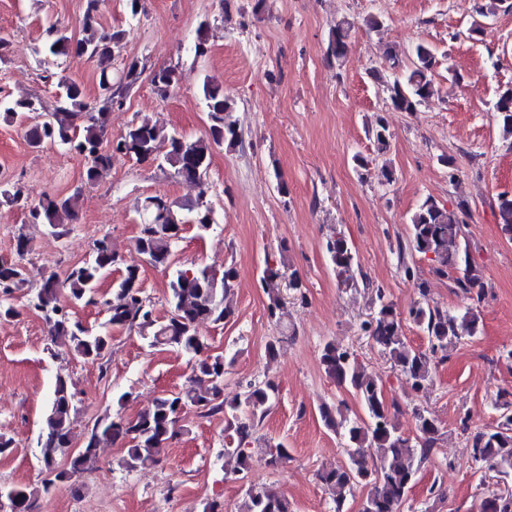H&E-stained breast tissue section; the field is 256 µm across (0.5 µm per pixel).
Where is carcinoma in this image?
Here are the masks:
<instances>
[{"label":"carcinoma","instance_id":"obj_1","mask_svg":"<svg viewBox=\"0 0 512 512\" xmlns=\"http://www.w3.org/2000/svg\"><path fill=\"white\" fill-rule=\"evenodd\" d=\"M103 0H85L83 35L69 36L57 25L48 26L35 54L60 57L71 53L97 61L100 69L99 87L103 98L91 102L81 84L60 76L56 80V104L49 111L46 123H34L27 130L29 144L35 148L54 144L85 161V181L93 183L103 172L112 168L118 157L138 161H157L168 166L175 178L199 182L207 172L212 146L224 142L234 144L241 138L236 123L231 121L232 100L224 95L221 84L206 77L202 82V96L208 119V131L196 139L177 135L148 117L131 123L116 141L107 138L112 107L120 105L138 83L142 70L135 61L121 68L113 67L116 53L126 36L119 29L109 33L98 32L97 19ZM354 24L343 20L331 28L327 53L339 60L347 55L348 39ZM436 60L432 48L418 43L412 51L410 66L401 76L385 84L392 108L412 112L433 94L432 72ZM181 80L176 69L165 67L155 71L151 82L160 96L173 91ZM44 111L43 104L31 98L12 100L0 98V112L9 119L29 118ZM498 122L507 135H512V88L499 95L494 104ZM166 146L158 155L160 145ZM82 187L77 186L67 196L46 194L36 203H30L22 187L15 183L0 189V204L20 206L28 211L30 222L45 224L57 236L61 228L76 222ZM469 204L461 199L447 207L426 198L410 218L408 247L414 253L430 257L437 263L435 273L445 274L452 269L459 273L455 286L467 293L483 288L478 271L470 262L468 248L461 247L459 239L469 218ZM499 217L503 233L512 239V198L500 196ZM145 220L135 242L136 256L124 260L112 251L104 237L96 242L92 258L71 267L64 277L54 271L43 275L40 288L31 301V309L45 321L51 341L66 347L68 353L85 360L103 358L112 336L95 332L73 316L72 305L101 303L109 313V324L137 328L149 345H164L193 360L189 376L190 387L177 393L165 394L153 400L133 420L119 415L104 414L88 431L82 447L73 448L72 425L75 414L72 383L59 376L50 397L44 424L37 445L41 461L58 466L60 460H69V467L57 471L45 480L42 491L48 492L57 482L72 479L92 466L98 457L100 444L105 440L124 442V456L120 466L128 471L156 465L167 441L173 436L181 413L188 405L202 410L206 416L224 415V471L237 474L246 470L252 459L251 444L257 440V426L272 409L278 386L270 381H251L239 395L224 397V356L208 353V345L199 333L203 323H218L231 314L230 296L236 270L232 266L217 269L211 266L183 268L173 264V246L182 226L191 224L200 236L209 233L215 224L210 203L198 198L190 204L159 196L148 197L140 210ZM325 251L339 284L354 288L357 284L358 257L347 238L340 232L328 237ZM168 273V304L170 314L160 321L153 305L145 296L141 282V263ZM124 267L120 282L109 298L98 300L93 287L113 267ZM283 273L277 265L266 263L260 274V283L268 296V317L280 320ZM27 282L25 268L19 262L0 261V318L17 314L4 302V297L24 288ZM421 301L408 310L407 316L419 327L428 340V351L412 348L403 332V316L384 289H371L374 313L362 322L361 329L377 344L385 356L398 367L411 392L424 391L433 382L432 359L445 360L448 351L462 339L479 331V317L467 311L451 314L427 302V286L417 282ZM321 364L326 376L337 387L358 399L363 415L353 418L344 414L345 402L335 407L320 408L325 425L343 436L348 463L330 465L322 469L319 478L334 502V512H343L347 497L354 487H371L362 512H399L402 502L418 479L421 465L439 440V428L431 413L413 408L416 438L404 436L389 411L382 382L366 373L358 355L334 341L325 343ZM509 392L497 393L495 404L502 410L500 422L489 430L471 435L466 448L476 462L489 464L504 480H512V402ZM375 448L377 460L368 461L365 449ZM38 492L26 487H0V499L6 501V512H34ZM239 512H292L291 503L284 495L271 489L246 490ZM483 512H512V492L504 489L483 501Z\"/></svg>","mask_w":512,"mask_h":512}]
</instances>
